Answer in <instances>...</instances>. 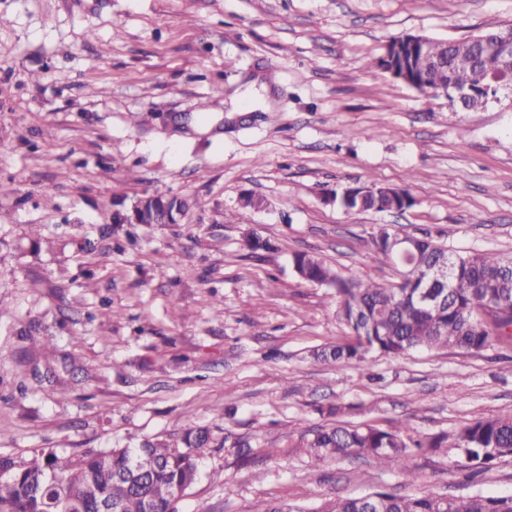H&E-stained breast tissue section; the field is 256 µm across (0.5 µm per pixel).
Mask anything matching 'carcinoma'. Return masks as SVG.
Instances as JSON below:
<instances>
[{
    "mask_svg": "<svg viewBox=\"0 0 512 512\" xmlns=\"http://www.w3.org/2000/svg\"><path fill=\"white\" fill-rule=\"evenodd\" d=\"M496 30L480 33L470 43L469 66L455 73V82L475 92L469 109L482 107L478 93L491 79L512 81V61L491 56L485 40ZM429 56L439 60L419 76L433 88L448 85V71L455 66L453 42L430 41ZM412 205L405 189L385 187L374 203L379 209L392 203ZM262 205L251 194L241 196L238 218L243 220ZM179 219L176 197L155 196L141 213L142 224H174ZM391 231L376 228L372 248L392 265L402 268V282L380 279L345 280L320 257L298 252L292 257L296 276L305 282L336 290L337 315L350 330L344 341L313 352L324 363L361 362L373 353L396 360L414 350L457 348L481 350L494 342H512V258L489 251H458L428 236L407 262L396 260L388 250ZM456 266L448 285L446 304L433 310L418 301L424 288L415 279L416 267L443 255ZM351 406L332 404L319 412L336 416V424L322 426L299 444L316 463L347 456L371 457L379 464L412 475L409 459L413 450L426 452L443 446L445 436L413 438L408 426L399 422L390 429L366 423L352 424L343 417ZM210 441L205 430H189L183 437L185 449L146 442L140 448L89 449L75 456L50 452L29 461L0 457V471L9 479L0 482V512H176L178 493L199 478L196 458ZM453 448L470 466L485 465L512 456V412L482 418L463 426L454 437ZM512 512V495L453 496L436 494L399 496L373 491L367 496L327 501L319 507L281 504L266 512Z\"/></svg>",
    "mask_w": 512,
    "mask_h": 512,
    "instance_id": "cac0c4a2",
    "label": "carcinoma"
}]
</instances>
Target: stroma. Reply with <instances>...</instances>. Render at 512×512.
<instances>
[{
  "label": "stroma",
  "instance_id": "obj_1",
  "mask_svg": "<svg viewBox=\"0 0 512 512\" xmlns=\"http://www.w3.org/2000/svg\"><path fill=\"white\" fill-rule=\"evenodd\" d=\"M511 24L512 0H0V456L174 447L205 428L178 512L512 494L511 456L470 480L441 448L408 479L300 451L332 422L322 405L421 434L512 412V346L314 361L349 331L291 264L314 252L343 277L400 281L369 244L379 224L512 255V94L465 111L372 65L405 34ZM372 184L413 206L336 205ZM247 192L267 206L241 223ZM145 194L192 206L114 223ZM155 197L153 205L148 204L141 213V224H175L179 219L176 210V196L152 195Z\"/></svg>",
  "mask_w": 512,
  "mask_h": 512
}]
</instances>
